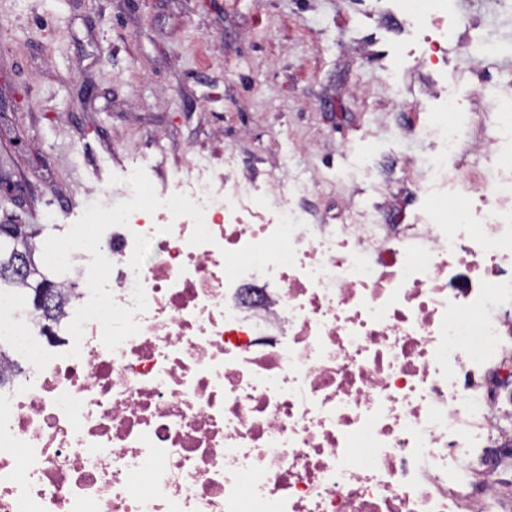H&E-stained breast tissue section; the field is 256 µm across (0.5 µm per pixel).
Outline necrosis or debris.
Segmentation results:
<instances>
[{
    "mask_svg": "<svg viewBox=\"0 0 512 512\" xmlns=\"http://www.w3.org/2000/svg\"><path fill=\"white\" fill-rule=\"evenodd\" d=\"M400 2L436 29L437 60L460 19ZM429 132L425 196L460 143L453 121ZM498 166L439 215L309 224L290 198L312 183L262 192L192 164L179 190L213 243L165 208L101 239L115 301L145 289L138 334L110 350L88 323L70 357L83 250L53 281L56 319L13 312L55 358L0 364V512H512L497 454L512 404L485 407L487 365H512V151Z\"/></svg>",
    "mask_w": 512,
    "mask_h": 512,
    "instance_id": "obj_1",
    "label": "necrosis or debris"
}]
</instances>
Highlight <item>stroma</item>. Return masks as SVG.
Wrapping results in <instances>:
<instances>
[{"label":"stroma","mask_w":512,"mask_h":512,"mask_svg":"<svg viewBox=\"0 0 512 512\" xmlns=\"http://www.w3.org/2000/svg\"><path fill=\"white\" fill-rule=\"evenodd\" d=\"M447 3L473 48H449L433 76L394 0H0V224L62 235L87 189L106 208L128 198L109 178L133 159L159 188L228 153L261 184L319 176L292 200L307 223H341L352 197L393 224L426 206L409 185L450 96L465 136L449 176L492 177L472 146L512 74V0Z\"/></svg>","instance_id":"35a3bbf8"}]
</instances>
